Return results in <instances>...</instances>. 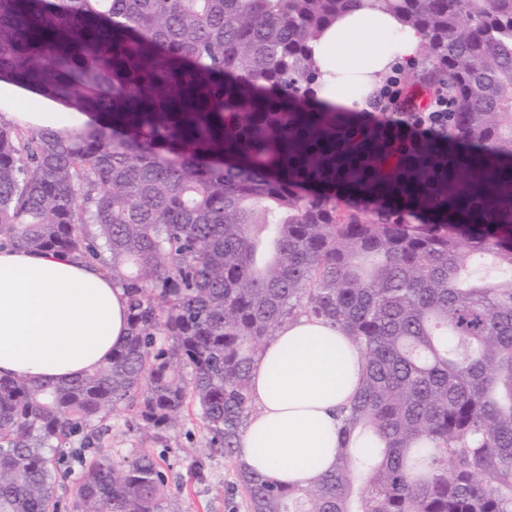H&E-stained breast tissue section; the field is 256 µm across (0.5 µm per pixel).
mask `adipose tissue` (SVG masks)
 <instances>
[{
  "label": "adipose tissue",
  "mask_w": 512,
  "mask_h": 512,
  "mask_svg": "<svg viewBox=\"0 0 512 512\" xmlns=\"http://www.w3.org/2000/svg\"><path fill=\"white\" fill-rule=\"evenodd\" d=\"M425 41L376 5L338 14L310 44L315 99L348 119L366 111L394 67L418 64ZM127 332L124 292L102 270L67 255L0 251V376L70 382L111 358ZM363 372L356 344L333 324L285 323L251 367L257 412L239 438V463L276 484L334 469L340 410Z\"/></svg>",
  "instance_id": "adipose-tissue-1"
}]
</instances>
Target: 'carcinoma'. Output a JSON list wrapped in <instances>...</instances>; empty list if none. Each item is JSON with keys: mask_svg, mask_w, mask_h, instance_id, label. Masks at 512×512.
Returning <instances> with one entry per match:
<instances>
[{"mask_svg": "<svg viewBox=\"0 0 512 512\" xmlns=\"http://www.w3.org/2000/svg\"><path fill=\"white\" fill-rule=\"evenodd\" d=\"M359 0H0V81L67 132L0 119V248L99 266L127 299L112 358L0 377V512H168L154 454L195 407L224 454L250 366L290 318L352 337L336 468L240 469L251 512H512V0H379L423 30L448 127L404 148L307 98L306 50ZM379 201L342 207L336 184ZM18 118H23L32 126H52L60 130L73 128L78 124L85 123L87 119L86 116L73 112H26L22 117L19 113L16 116V119ZM112 435L109 443L102 450L116 460L125 458L131 460L133 454L139 448L135 433L130 429L129 415L121 414L112 417Z\"/></svg>", "mask_w": 512, "mask_h": 512, "instance_id": "carcinoma-1", "label": "carcinoma"}]
</instances>
